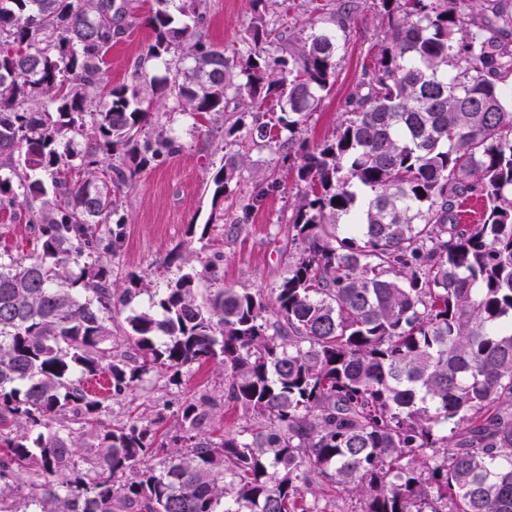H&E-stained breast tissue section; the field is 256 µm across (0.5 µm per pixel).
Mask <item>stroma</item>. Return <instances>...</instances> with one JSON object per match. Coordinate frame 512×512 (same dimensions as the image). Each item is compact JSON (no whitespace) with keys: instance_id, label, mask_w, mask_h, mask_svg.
Returning <instances> with one entry per match:
<instances>
[{"instance_id":"stroma-1","label":"stroma","mask_w":512,"mask_h":512,"mask_svg":"<svg viewBox=\"0 0 512 512\" xmlns=\"http://www.w3.org/2000/svg\"><path fill=\"white\" fill-rule=\"evenodd\" d=\"M252 15L251 0H209L207 41L229 50L240 47ZM153 41L152 30L142 19L133 20L107 54L102 70L104 84L128 82L137 59ZM379 41L380 32L371 11L363 10L359 24L352 26L336 55V84L305 132L309 140L323 139L335 128L346 95L363 65L370 63ZM155 117L173 129L183 148L175 155L152 161L125 195L119 211L123 220L121 247L111 262L113 281L123 286L130 274L150 273L149 293L132 303L134 310L148 309L152 299L160 298L183 273V263L173 251L188 243L201 255L218 256L224 275L217 282L200 279V296L220 287L269 294L285 274L282 254L293 248L288 239V218L301 190L294 174L278 154L251 152L248 172H275L281 187L269 192L237 236L216 234L212 225H229L235 214L229 201L212 200V178L224 162L222 134L215 132L212 121L205 117L192 119L164 108L156 111ZM30 236L23 207L0 209V252L30 250ZM223 386L224 372L218 364L187 369L180 384L162 380L152 389L133 391L113 402L112 418L123 420L136 411L154 413L157 405L179 403L201 388L218 397Z\"/></svg>"}]
</instances>
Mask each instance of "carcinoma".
<instances>
[{
	"mask_svg": "<svg viewBox=\"0 0 512 512\" xmlns=\"http://www.w3.org/2000/svg\"><path fill=\"white\" fill-rule=\"evenodd\" d=\"M155 2L132 83L106 90L139 0H0V207L27 204L34 237L0 253V512H330L325 485L351 512H512V0H373L379 49L316 142L356 0L308 33L286 0L276 16L255 0L230 56L203 35L208 0ZM161 103L221 123L215 199L244 180L243 143L295 160L298 247L269 297L198 299L217 265L187 246L165 294L125 314L150 277L112 281L108 224L182 148L146 132ZM250 179L245 216L281 186ZM471 198L484 210L463 224ZM209 362L244 424L210 432L205 391L172 436L161 410L103 420ZM100 373L106 397L84 384Z\"/></svg>",
	"mask_w": 512,
	"mask_h": 512,
	"instance_id": "obj_1",
	"label": "carcinoma"
}]
</instances>
